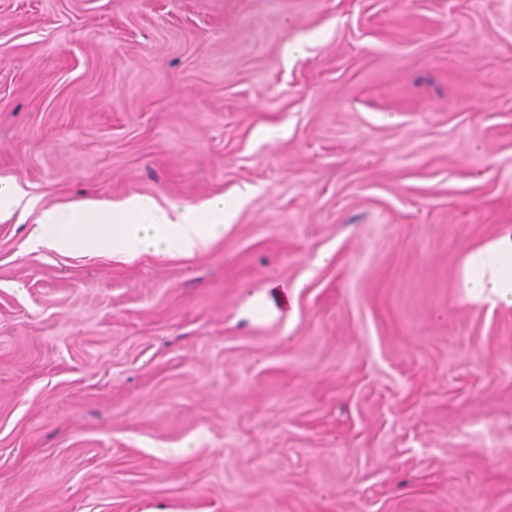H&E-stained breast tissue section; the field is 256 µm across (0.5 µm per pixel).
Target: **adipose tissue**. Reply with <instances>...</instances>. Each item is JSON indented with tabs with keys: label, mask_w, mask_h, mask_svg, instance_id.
<instances>
[{
	"label": "adipose tissue",
	"mask_w": 512,
	"mask_h": 512,
	"mask_svg": "<svg viewBox=\"0 0 512 512\" xmlns=\"http://www.w3.org/2000/svg\"><path fill=\"white\" fill-rule=\"evenodd\" d=\"M228 208L223 198L205 208L160 206L133 194L119 203L76 202L42 210L30 235L33 249L60 254H106L130 260L147 253L159 258L193 256L224 235ZM461 287L473 301L512 306V224L470 250L460 267Z\"/></svg>",
	"instance_id": "obj_1"
}]
</instances>
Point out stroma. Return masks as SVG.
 <instances>
[{"mask_svg": "<svg viewBox=\"0 0 512 512\" xmlns=\"http://www.w3.org/2000/svg\"><path fill=\"white\" fill-rule=\"evenodd\" d=\"M0 512H512V0H0ZM221 196L203 254L43 208ZM22 199L23 192L17 183L0 180V219L10 217ZM228 208L224 197L204 209L188 205L162 207L133 194L113 204L76 202L41 211L30 235L33 249L60 254L130 260L147 253L159 258L194 256L224 236ZM461 288L472 301L512 306V224L470 250L460 267Z\"/></svg>", "mask_w": 512, "mask_h": 512, "instance_id": "stroma-1", "label": "stroma"}]
</instances>
